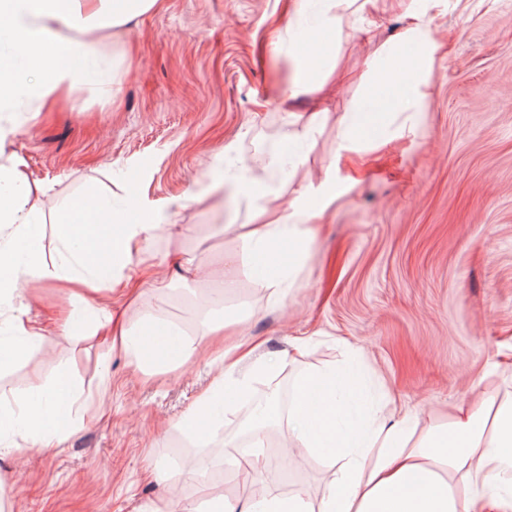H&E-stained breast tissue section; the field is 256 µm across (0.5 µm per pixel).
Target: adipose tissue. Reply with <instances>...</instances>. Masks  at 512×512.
<instances>
[{
	"label": "adipose tissue",
	"instance_id": "ef3b65f1",
	"mask_svg": "<svg viewBox=\"0 0 512 512\" xmlns=\"http://www.w3.org/2000/svg\"><path fill=\"white\" fill-rule=\"evenodd\" d=\"M444 0H410L403 16L406 25L398 39L369 58L366 73L372 84L366 98L376 109L422 112L427 104L426 75L439 50L430 23ZM378 0H289L288 32L273 33L274 47L290 40L295 74L269 89L271 101L288 113L284 135L293 150L274 154L270 168L304 164L316 142L319 113L300 122L295 103L319 96L333 76L344 34L373 39L372 17ZM160 0H0V304L10 305L15 317L8 337H0V368L23 357L43 338V329L28 317L25 293L44 284L66 287L79 297L63 319L62 335L73 325L92 321L104 335L119 337L139 364L191 361L200 343L164 333L162 342L125 326L122 315L99 313L96 293L120 277L133 249L158 232L181 234L167 209L145 211L138 220L99 194L82 196L55 220L56 252H47L39 230L43 219L31 201L32 187L11 150L18 128L17 108L23 100L43 106L64 90L107 92L112 83L98 45L85 38L92 28L124 26L159 7ZM363 105H355L339 119L337 156H364L403 136L404 125L378 136H366ZM229 187L249 203V219L233 225L237 239L251 252L265 254L268 271L263 288L284 295L285 266L279 253L302 254L310 238L314 203L328 205L336 198L332 177L303 187L288 206L273 203L264 175L237 166ZM114 233L104 246L95 239L101 226ZM250 380L238 376L236 363L225 364L198 409L206 434L219 427L235 403L229 390L244 394ZM12 401V412L0 414V433L19 436L31 450L61 446L76 426L82 404L67 374H59L49 388H38L13 399L0 393V403ZM347 405L329 386L326 375L298 376L288 409V438L319 458L329 460L336 477L320 503L301 495H264L250 501L246 512H483V501L471 487L504 485L512 470V393L485 391L477 408L448 424L420 428L412 412L387 414L351 432Z\"/></svg>",
	"mask_w": 512,
	"mask_h": 512
}]
</instances>
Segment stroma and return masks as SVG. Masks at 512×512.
Here are the masks:
<instances>
[{
    "label": "stroma",
    "mask_w": 512,
    "mask_h": 512,
    "mask_svg": "<svg viewBox=\"0 0 512 512\" xmlns=\"http://www.w3.org/2000/svg\"><path fill=\"white\" fill-rule=\"evenodd\" d=\"M287 2L164 0L125 27L88 30L112 64L111 93L64 92L21 123L12 149L42 187L46 250L58 246L55 215L85 192L111 190L118 204L177 200L171 219L185 235L144 242L126 270L130 283L101 291L98 306L128 305L146 335L156 329L147 314L174 322L201 336L205 353L143 371L102 336H61L70 299L55 286L38 288L31 313L46 335L0 370V391L23 395L65 371L98 400L62 447L22 448L0 461V512H202L209 495L191 476L188 449L227 456L231 445H253L239 412L215 436L198 433L197 406L219 371L209 355L222 346L204 321L224 314L201 282L177 277L174 263L183 256L214 272L225 251L242 247L224 227L246 220L245 199L219 206L207 194L225 173L228 141L252 169L288 151L283 136L267 134L288 115L265 103L274 75L261 63L272 30L288 24ZM378 21L375 42L343 40L339 70L362 71L378 44L402 31L395 0H382ZM431 29L442 52L413 132L364 159H337L338 119L361 96L356 85H340L306 163L278 185L288 200L339 164L340 196L316 220L286 296L275 302L259 287L267 259L254 255L226 301L246 308L236 332L262 341L263 354H296L290 367L255 380L250 398L275 396L307 370L332 369L337 388L364 399L354 425L390 400L427 426L482 385L512 390V0H447ZM274 419L276 437L257 454L287 456L288 469L266 470L265 492L319 501L331 471L289 447L287 413Z\"/></svg>",
    "instance_id": "stroma-1"
}]
</instances>
